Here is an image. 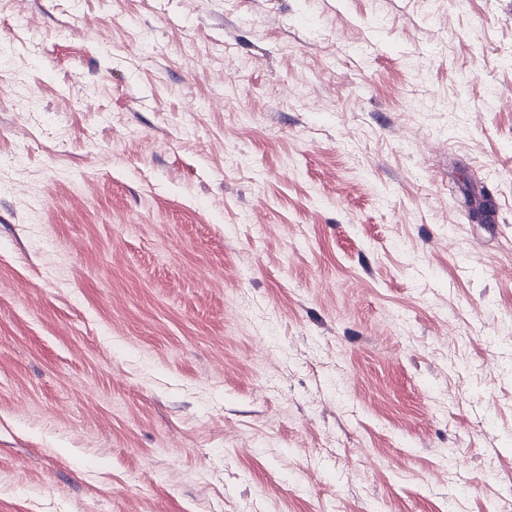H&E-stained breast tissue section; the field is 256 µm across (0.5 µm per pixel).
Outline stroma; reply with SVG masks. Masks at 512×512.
Instances as JSON below:
<instances>
[{"mask_svg":"<svg viewBox=\"0 0 512 512\" xmlns=\"http://www.w3.org/2000/svg\"><path fill=\"white\" fill-rule=\"evenodd\" d=\"M508 97L512 0H0V512H512Z\"/></svg>","mask_w":512,"mask_h":512,"instance_id":"1","label":"stroma"}]
</instances>
